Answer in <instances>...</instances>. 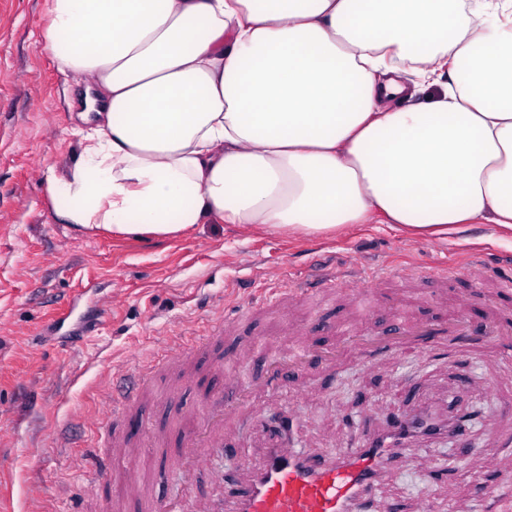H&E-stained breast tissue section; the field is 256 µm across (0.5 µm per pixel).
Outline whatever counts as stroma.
<instances>
[{
    "label": "stroma",
    "mask_w": 512,
    "mask_h": 512,
    "mask_svg": "<svg viewBox=\"0 0 512 512\" xmlns=\"http://www.w3.org/2000/svg\"><path fill=\"white\" fill-rule=\"evenodd\" d=\"M49 3L0 0V492L12 512H70L77 496L111 498L121 468L94 482L75 460L82 446L103 450L111 433L129 431L119 417L108 429L97 425L113 374L135 373L173 338H202L219 305H241L239 275L250 274L259 301L325 253L340 272L382 260L458 268L447 288L420 286L416 314L423 317L432 315L436 298L476 295L477 280L465 269L472 251L483 250L489 267L512 262V238L489 224L440 237L413 236L389 224H356L330 236L202 224L186 237L161 241L84 235L60 223L43 180L50 167L65 175L79 152L69 101L85 79L60 70L43 48L40 22ZM345 313L340 301L319 297L299 312L298 322L311 340L333 344ZM90 324L95 332L88 336ZM238 341L253 343L265 358L287 338L274 314L245 324ZM492 357L485 342L391 358L352 352L332 370L304 366L291 390L271 395L258 409L269 416L290 405L301 419L305 447L338 448L361 434L367 401L380 410L376 425L382 413L401 410L402 384L424 398L458 393L471 413L470 452L446 442L399 458L384 493L412 504L432 491L430 465L447 462L462 512H496L494 499L479 488L494 459L508 451L489 440L485 426L512 413V352L503 353L496 377L489 372ZM196 374L180 400L151 395L134 410L167 449L183 438V406L201 407L205 390L220 384L211 359L199 360ZM137 466L156 497L180 495L183 479L166 453L147 450Z\"/></svg>",
    "instance_id": "stroma-1"
}]
</instances>
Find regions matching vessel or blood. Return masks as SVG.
<instances>
[{
  "mask_svg": "<svg viewBox=\"0 0 512 512\" xmlns=\"http://www.w3.org/2000/svg\"><path fill=\"white\" fill-rule=\"evenodd\" d=\"M496 290L494 298L481 302L462 297L444 311L439 320L440 334L448 340L462 336L468 339L491 337L494 343L512 346V316L503 311L504 298L512 294V276L491 278ZM334 297L350 307V317L340 332L353 347H360L365 337L381 333L382 350L390 355L401 352L404 337L430 335V324L395 313L389 326L374 330L369 319L373 305L364 303V289L360 275L327 273L315 279H299L273 290L262 304L241 310H226L219 324L213 327L206 341L211 346L221 345L225 338L236 334L244 321L274 312L295 314L312 295ZM288 346L277 358L263 362L260 371L241 376L240 365L252 362L251 348L240 346L232 355L233 368L216 362V369L224 373V389L205 396L202 409H188L187 419L191 434L176 450V457L187 483H194L205 474L211 454L227 457L239 455L235 420L252 403V395L263 391L271 393L286 386L278 367L298 365L310 360L334 364L336 352L310 341L304 329H287ZM192 346H178L153 358L140 371L139 381L127 383L119 399L113 400L112 411L120 416H131L142 399L154 369L171 371L193 358ZM406 412L388 417L385 427L369 438H358L340 449L314 450L294 447L289 439L296 423L290 410L279 413L275 426L268 430L269 446L263 451L259 464L242 463L225 471L218 478L217 492L195 496L191 512H370L372 502L388 477L395 458L410 451L415 443L439 437H461L466 433L468 414L457 407H449L446 414H438L432 407L418 403L412 391H404ZM140 456L136 442L119 437L112 443L110 455L89 454L87 464L95 475H103L112 467H125L122 480L114 489L115 499H137L144 512H173L168 503L153 498L143 477L134 464Z\"/></svg>",
  "mask_w": 512,
  "mask_h": 512,
  "instance_id": "vessel-or-blood-1",
  "label": "vessel or blood"
}]
</instances>
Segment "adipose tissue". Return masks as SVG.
<instances>
[{"label":"adipose tissue","instance_id":"obj_1","mask_svg":"<svg viewBox=\"0 0 512 512\" xmlns=\"http://www.w3.org/2000/svg\"><path fill=\"white\" fill-rule=\"evenodd\" d=\"M51 0L45 49L87 81L47 172L88 235L201 224L332 235L379 221L512 233V0Z\"/></svg>","mask_w":512,"mask_h":512}]
</instances>
